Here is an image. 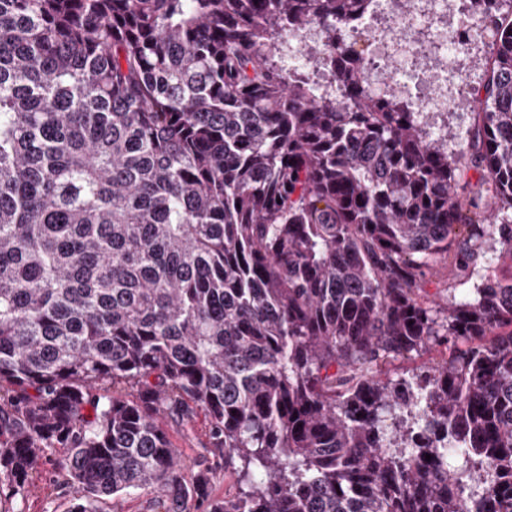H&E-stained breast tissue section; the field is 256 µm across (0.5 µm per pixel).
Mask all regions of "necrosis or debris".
I'll return each mask as SVG.
<instances>
[{"instance_id":"necrosis-or-debris-1","label":"necrosis or debris","mask_w":512,"mask_h":512,"mask_svg":"<svg viewBox=\"0 0 512 512\" xmlns=\"http://www.w3.org/2000/svg\"><path fill=\"white\" fill-rule=\"evenodd\" d=\"M363 21L361 38L370 42L373 64L364 74L368 86H388L436 126L450 112H465L469 103L454 80L428 60L454 52L465 23L461 0H374Z\"/></svg>"}]
</instances>
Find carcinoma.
<instances>
[{
  "label": "carcinoma",
  "instance_id": "1",
  "mask_svg": "<svg viewBox=\"0 0 512 512\" xmlns=\"http://www.w3.org/2000/svg\"><path fill=\"white\" fill-rule=\"evenodd\" d=\"M371 6L0 0V512L58 449L69 512H193L199 411L245 484L208 512H512V0L455 151L365 84ZM431 280L432 283L428 286L431 297L440 305L448 304V288L455 285V271L451 260L439 261L432 272ZM166 428L174 448H177L182 459V475L187 481H191L196 473L193 465L195 458L209 446L208 430L202 414L198 415L194 422L184 426L176 421H168ZM160 495L154 488L133 490L117 496L104 497L97 503L102 512H153V501Z\"/></svg>",
  "mask_w": 512,
  "mask_h": 512
}]
</instances>
